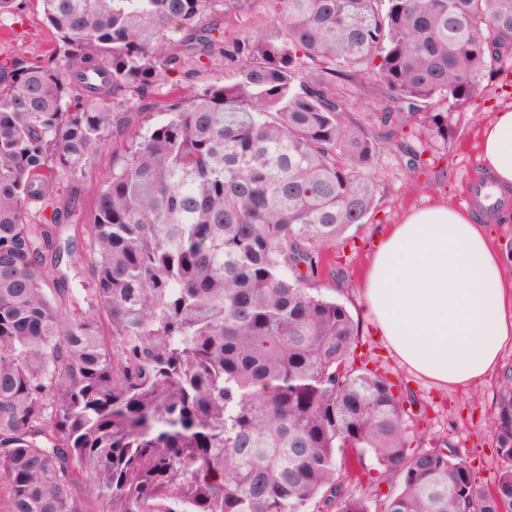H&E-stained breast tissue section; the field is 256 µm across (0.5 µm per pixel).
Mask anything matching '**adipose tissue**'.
Returning a JSON list of instances; mask_svg holds the SVG:
<instances>
[{"instance_id": "1", "label": "adipose tissue", "mask_w": 512, "mask_h": 512, "mask_svg": "<svg viewBox=\"0 0 512 512\" xmlns=\"http://www.w3.org/2000/svg\"><path fill=\"white\" fill-rule=\"evenodd\" d=\"M481 159L496 189L512 191V110L485 124ZM360 288L396 362L437 389L491 379L512 347V283L472 213L412 211L379 240Z\"/></svg>"}]
</instances>
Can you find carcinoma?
Masks as SVG:
<instances>
[{"mask_svg":"<svg viewBox=\"0 0 512 512\" xmlns=\"http://www.w3.org/2000/svg\"><path fill=\"white\" fill-rule=\"evenodd\" d=\"M41 2L63 64L0 65L7 512H371L353 483L376 512H512V366L486 490L409 432L402 385L355 363L360 325L321 288L325 252L376 209L382 153L428 169L420 128L452 136L436 107L512 62V0H272L268 29L237 24L244 0ZM201 66L232 81L133 123L167 72ZM341 84L377 99L369 125ZM122 156L123 146L118 141H112L97 153L94 164L82 182V191L75 202L71 224H84L86 215L94 206L102 177L112 172V167L121 162Z\"/></svg>","mask_w":512,"mask_h":512,"instance_id":"cac0c4a2","label":"carcinoma"}]
</instances>
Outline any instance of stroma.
Segmentation results:
<instances>
[{"mask_svg":"<svg viewBox=\"0 0 512 512\" xmlns=\"http://www.w3.org/2000/svg\"><path fill=\"white\" fill-rule=\"evenodd\" d=\"M17 4L15 15L0 17V61L21 51L29 58L54 65L55 35L44 19L40 0H17ZM508 108L512 109V68L506 75L484 82L475 104L452 108L448 124L453 139L448 147L449 159L443 166L417 176L405 170L393 154H384L378 168L382 187L378 206L366 223L354 225L348 232L351 243L340 259L346 278L341 281L327 276L322 282L324 293L345 303L359 321L365 351L371 352L388 370L392 381L411 391L415 406L426 409L425 428L434 436L448 439L455 452L471 466L477 482L486 488L493 486L505 466L488 427L496 382L448 392L430 387L405 371L383 341L374 335L363 310L359 283L369 267L378 238L392 225L401 223L409 212L443 202L466 209V185L483 175L480 151L483 127L494 113ZM122 156L123 146L118 142L106 145L97 153L75 202L73 223H84L94 206L102 177L120 163Z\"/></svg>","mask_w":512,"mask_h":512,"instance_id":"1","label":"stroma"}]
</instances>
